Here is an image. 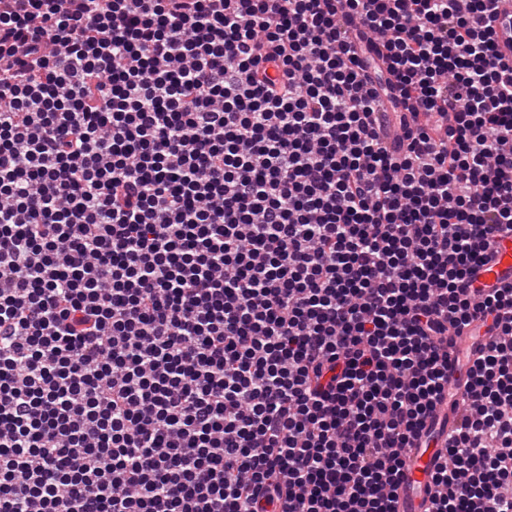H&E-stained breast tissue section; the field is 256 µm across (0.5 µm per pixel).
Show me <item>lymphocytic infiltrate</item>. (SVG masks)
I'll return each instance as SVG.
<instances>
[{"instance_id":"obj_1","label":"lymphocytic infiltrate","mask_w":512,"mask_h":512,"mask_svg":"<svg viewBox=\"0 0 512 512\" xmlns=\"http://www.w3.org/2000/svg\"><path fill=\"white\" fill-rule=\"evenodd\" d=\"M493 2L0 0V512H512ZM480 279L488 284L512 281V234L498 240L492 260L481 268ZM487 339L473 333L471 336H461L456 340L454 347L448 350V393L438 406L437 419L447 420L448 426L455 420L453 404L466 395V387L459 379V361L463 356H471L478 345H484ZM445 442L446 436L436 441L427 440L419 448H406L405 476L399 488L398 512H424L434 493L430 476Z\"/></svg>"}]
</instances>
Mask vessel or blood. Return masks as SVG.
<instances>
[{"label": "vessel or blood", "mask_w": 512, "mask_h": 512, "mask_svg": "<svg viewBox=\"0 0 512 512\" xmlns=\"http://www.w3.org/2000/svg\"><path fill=\"white\" fill-rule=\"evenodd\" d=\"M492 26L495 32V50L498 56L512 63V0H496ZM481 279L489 284L503 280L512 281V234L500 238L491 261L482 266ZM483 336L474 334L457 339L448 355V391L438 407L437 417L455 420L453 405L466 394V387L459 379L461 357L472 355L477 346L485 344ZM445 446L444 440H429L418 448L405 451V476L399 488L398 512H424L434 492L430 476L437 456Z\"/></svg>", "instance_id": "obj_1"}]
</instances>
